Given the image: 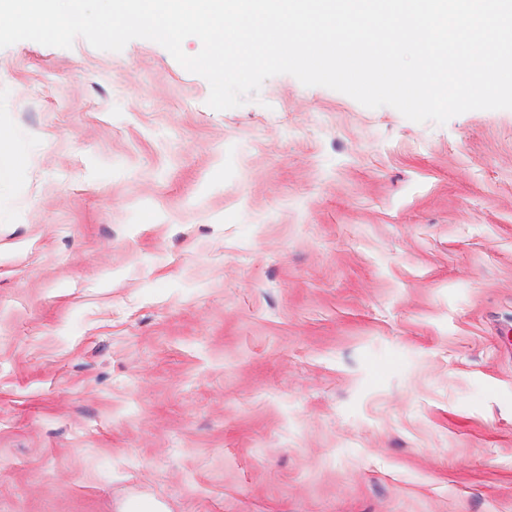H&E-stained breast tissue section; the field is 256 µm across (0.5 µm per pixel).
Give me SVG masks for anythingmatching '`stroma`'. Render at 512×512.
Segmentation results:
<instances>
[{"instance_id": "35a3bbf8", "label": "stroma", "mask_w": 512, "mask_h": 512, "mask_svg": "<svg viewBox=\"0 0 512 512\" xmlns=\"http://www.w3.org/2000/svg\"><path fill=\"white\" fill-rule=\"evenodd\" d=\"M209 94L0 48V512H512V109Z\"/></svg>"}]
</instances>
